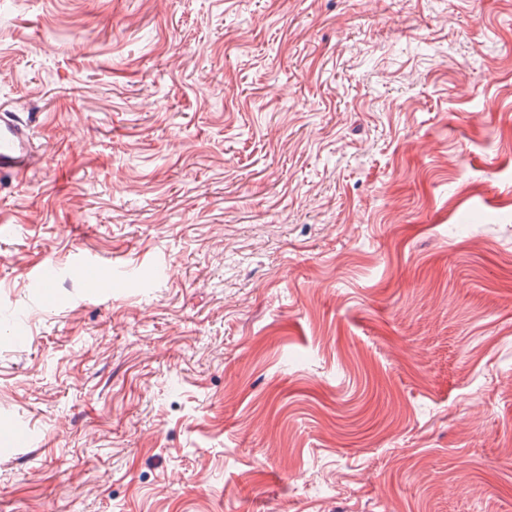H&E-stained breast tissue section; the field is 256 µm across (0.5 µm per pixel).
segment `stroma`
Returning a JSON list of instances; mask_svg holds the SVG:
<instances>
[{"label": "stroma", "mask_w": 512, "mask_h": 512, "mask_svg": "<svg viewBox=\"0 0 512 512\" xmlns=\"http://www.w3.org/2000/svg\"><path fill=\"white\" fill-rule=\"evenodd\" d=\"M0 106V512H512V0H0ZM37 152L30 138V124L17 112L0 113V185L26 177Z\"/></svg>", "instance_id": "stroma-1"}]
</instances>
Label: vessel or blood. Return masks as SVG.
I'll use <instances>...</instances> for the list:
<instances>
[{"mask_svg": "<svg viewBox=\"0 0 512 512\" xmlns=\"http://www.w3.org/2000/svg\"><path fill=\"white\" fill-rule=\"evenodd\" d=\"M36 151L30 138V124L15 112L0 113V185L26 177Z\"/></svg>", "mask_w": 512, "mask_h": 512, "instance_id": "1", "label": "vessel or blood"}]
</instances>
